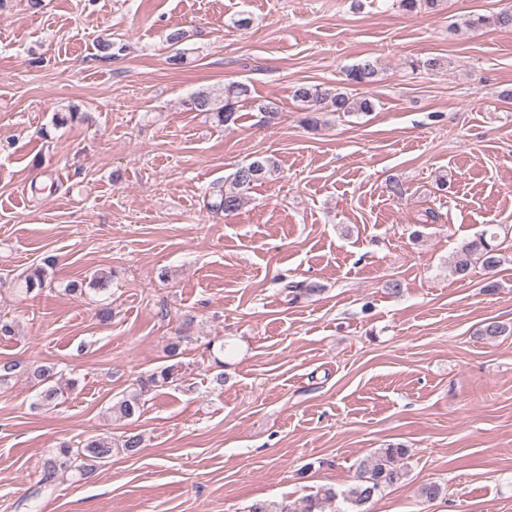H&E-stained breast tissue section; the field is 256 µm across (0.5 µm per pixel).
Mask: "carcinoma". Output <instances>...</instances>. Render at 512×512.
<instances>
[{"mask_svg": "<svg viewBox=\"0 0 512 512\" xmlns=\"http://www.w3.org/2000/svg\"><path fill=\"white\" fill-rule=\"evenodd\" d=\"M473 28H512V8L500 12L483 15L477 14L467 20ZM186 31L180 28L171 29L166 35V42L172 47V53L166 62L173 69L184 63L185 52L181 45L186 41ZM378 74V60L367 57L360 60L347 72V80L355 85H369ZM293 98L301 106L304 117L301 123L310 130L322 126L321 110L338 114L352 112L368 113L372 103L367 99H354L347 93L330 87L319 85H300L296 87ZM242 103H248L253 110L265 115H275L279 105L274 100L258 99L252 95L250 86L242 81H232L221 89H203L196 92L190 99L191 108L199 112H210L217 121L226 126L237 120V112ZM275 163L268 157L257 156L248 163L238 167L230 178L229 184L220 191L210 209L216 212L231 214L239 211L246 203L247 193L257 183L263 181L274 170ZM500 224H490L476 233L472 238L463 241L457 248L452 261L448 265L450 276L464 280L475 268L492 278L503 265L508 262L506 239L501 237ZM53 264V259L45 258L44 265L34 267L20 278L19 287L30 295L42 291L45 287L46 267ZM322 291L316 282H290L285 285L284 293L289 301L296 302L300 298H309ZM512 334V326L499 321H488L475 330V336L481 340L492 341L500 336ZM182 364L177 362L161 367L145 379L139 380L135 387L124 394L112 405V414L119 420H133L140 417L145 405V396L152 390L167 386L182 378ZM58 372L53 365H41L33 371L37 392L38 407H54L60 394L56 377ZM143 437L139 433H127L116 440L108 436L89 438L73 445L62 443L56 451L45 460L44 476L47 479L76 471L86 476L112 458L113 453L123 451L133 456L140 451ZM409 456V449L401 446L382 448L370 460L360 466L358 483L343 496L348 504L347 512H366V504L384 488L398 483L404 478L405 472L399 462ZM336 491L325 488L309 495L300 501L280 503L267 500H256L248 506L247 512H326L336 501Z\"/></svg>", "mask_w": 512, "mask_h": 512, "instance_id": "cac0c4a2", "label": "carcinoma"}]
</instances>
